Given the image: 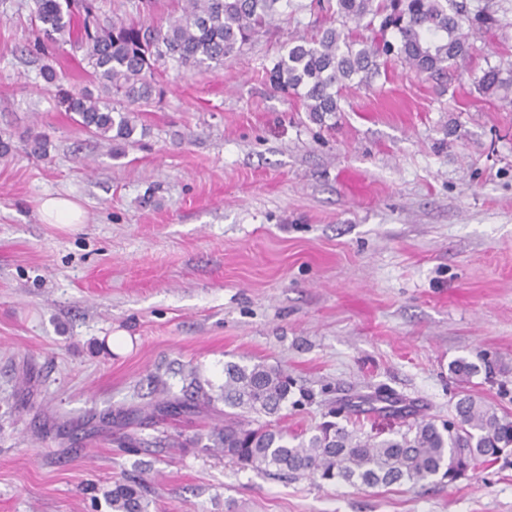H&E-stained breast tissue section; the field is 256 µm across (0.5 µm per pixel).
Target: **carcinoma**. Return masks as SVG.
Here are the masks:
<instances>
[{"label": "carcinoma", "mask_w": 512, "mask_h": 512, "mask_svg": "<svg viewBox=\"0 0 512 512\" xmlns=\"http://www.w3.org/2000/svg\"><path fill=\"white\" fill-rule=\"evenodd\" d=\"M68 2L33 0L38 46L45 50L72 37L102 95L66 92L59 104L85 131L110 142L132 138L130 106L146 104L161 92L160 68L171 64L190 71L224 64L293 0H183L181 13L165 26L103 21L97 0H75L72 8ZM316 5L329 15V25L314 39L288 42L265 71V82L298 98L319 120L336 115L341 92L352 82L367 85L379 76L390 55L420 73L462 71L474 50L470 36L488 25L504 28L493 0H478L473 9L455 0H316ZM351 23L372 36L356 33ZM475 83L492 96L512 90V62L506 69L487 65ZM114 96L126 105H114ZM182 382L183 397L170 395L165 386L163 397L127 416L128 423L209 409L224 423L208 431L204 449L260 472L368 487L416 485L437 475L451 482L494 463L501 446L512 443V421L470 396L458 401L456 421L441 428L424 418L409 422L410 411L390 404L371 412L398 422L397 430L368 433L360 426L323 423L303 438L280 425L292 381L278 365L228 361L224 383L216 388L204 385L192 369ZM106 496L112 512H147L149 506L142 482L134 478L115 483Z\"/></svg>", "instance_id": "carcinoma-1"}]
</instances>
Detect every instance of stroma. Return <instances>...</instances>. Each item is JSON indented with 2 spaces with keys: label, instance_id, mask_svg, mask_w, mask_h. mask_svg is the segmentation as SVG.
Segmentation results:
<instances>
[{
  "label": "stroma",
  "instance_id": "1",
  "mask_svg": "<svg viewBox=\"0 0 512 512\" xmlns=\"http://www.w3.org/2000/svg\"><path fill=\"white\" fill-rule=\"evenodd\" d=\"M299 2L223 65L167 69L107 144L57 101L91 87L80 51L28 52L32 0H0V512H112L105 491L138 473L149 512H512V455L453 482L315 484L204 451L209 413L135 430L175 447L125 448L155 376L217 387L228 361L288 370L293 433L378 391L439 423L467 393L512 416V105L473 83L512 39L477 33L462 73L391 62L321 123L263 79L328 23ZM51 195L80 204L78 229L42 222Z\"/></svg>",
  "mask_w": 512,
  "mask_h": 512
}]
</instances>
